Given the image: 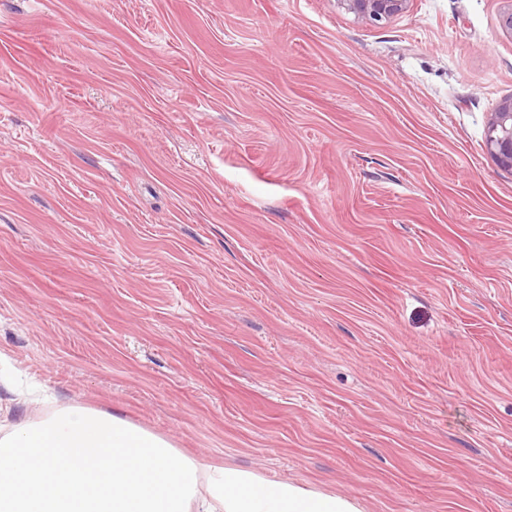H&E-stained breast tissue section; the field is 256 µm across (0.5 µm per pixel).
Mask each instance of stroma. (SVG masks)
I'll list each match as a JSON object with an SVG mask.
<instances>
[{
    "instance_id": "35a3bbf8",
    "label": "stroma",
    "mask_w": 512,
    "mask_h": 512,
    "mask_svg": "<svg viewBox=\"0 0 512 512\" xmlns=\"http://www.w3.org/2000/svg\"><path fill=\"white\" fill-rule=\"evenodd\" d=\"M504 6L0 0V425L512 512ZM345 10L368 24H379L408 10L411 0H338ZM485 148L499 167L512 169V96L501 100L491 113Z\"/></svg>"
}]
</instances>
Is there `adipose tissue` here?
I'll list each match as a JSON object with an SVG mask.
<instances>
[{
	"mask_svg": "<svg viewBox=\"0 0 512 512\" xmlns=\"http://www.w3.org/2000/svg\"><path fill=\"white\" fill-rule=\"evenodd\" d=\"M0 512H362L348 495L207 467L125 418L66 407L0 434Z\"/></svg>",
	"mask_w": 512,
	"mask_h": 512,
	"instance_id": "obj_1",
	"label": "adipose tissue"
}]
</instances>
